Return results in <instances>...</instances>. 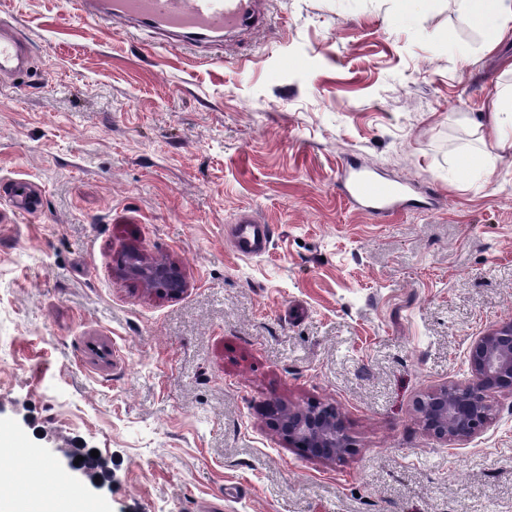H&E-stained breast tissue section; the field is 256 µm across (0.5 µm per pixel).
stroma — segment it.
<instances>
[{"label": "stroma", "mask_w": 512, "mask_h": 512, "mask_svg": "<svg viewBox=\"0 0 512 512\" xmlns=\"http://www.w3.org/2000/svg\"><path fill=\"white\" fill-rule=\"evenodd\" d=\"M270 7L266 36L191 53L0 0L33 50L0 80V466L27 448L102 512H512V394L455 444L414 411L512 319V155L461 164L494 148L471 120L512 41L484 50L446 0ZM348 159L438 202L373 223L339 190ZM19 180L38 212L7 199ZM244 209L274 226L262 257L226 241ZM132 248L183 293L125 277ZM274 398L334 404L355 452L282 444Z\"/></svg>", "instance_id": "stroma-1"}]
</instances>
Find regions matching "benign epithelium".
<instances>
[{
	"label": "benign epithelium",
	"instance_id": "1",
	"mask_svg": "<svg viewBox=\"0 0 512 512\" xmlns=\"http://www.w3.org/2000/svg\"><path fill=\"white\" fill-rule=\"evenodd\" d=\"M126 273L147 287L177 295L185 281L175 264H149L129 253ZM470 378L448 381L424 390L415 402L423 429L446 443L465 442L482 433L493 420V397L512 394V320L504 321L477 336L468 350ZM268 426L290 448L321 462L341 460L355 451L341 414L335 406L313 403L288 406L278 400L266 405Z\"/></svg>",
	"mask_w": 512,
	"mask_h": 512
}]
</instances>
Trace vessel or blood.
Listing matches in <instances>:
<instances>
[{"instance_id":"vessel-or-blood-1","label":"vessel or blood","mask_w":512,"mask_h":512,"mask_svg":"<svg viewBox=\"0 0 512 512\" xmlns=\"http://www.w3.org/2000/svg\"><path fill=\"white\" fill-rule=\"evenodd\" d=\"M264 0H66L70 12L90 21L121 25L127 32L155 34L159 44L183 49L221 47L229 35L263 31L269 20ZM31 45L11 22L0 20V78L28 71ZM341 194L356 209L387 222L412 202L411 186L383 180L354 162L341 173ZM273 227L248 210L229 227L233 251L243 258L264 255Z\"/></svg>"}]
</instances>
